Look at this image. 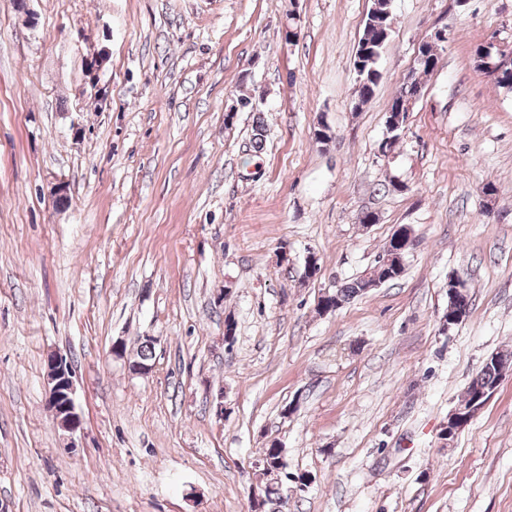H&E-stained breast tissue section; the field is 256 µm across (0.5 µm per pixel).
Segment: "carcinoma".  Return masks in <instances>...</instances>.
Returning a JSON list of instances; mask_svg holds the SVG:
<instances>
[{"label":"carcinoma","mask_w":512,"mask_h":512,"mask_svg":"<svg viewBox=\"0 0 512 512\" xmlns=\"http://www.w3.org/2000/svg\"><path fill=\"white\" fill-rule=\"evenodd\" d=\"M391 25V0H373V6L367 14L362 36L360 37L354 54L353 67L358 81V104L362 105L370 100L381 79L378 62L386 38L390 34ZM410 106L402 95L394 98L385 113V124L393 136H399L406 123ZM406 252L398 251V246L393 241H388L382 252L375 260L373 270L347 284L345 287L329 294L328 302L334 308L355 297L367 293L382 282L399 279L404 272V258ZM490 361L483 365L477 376L471 381L465 398H474L485 389L495 386L501 378L502 370L512 368V353L495 352L489 355ZM282 498L280 489L276 485H268L264 490V498L258 503V507L265 512H281Z\"/></svg>","instance_id":"obj_1"}]
</instances>
